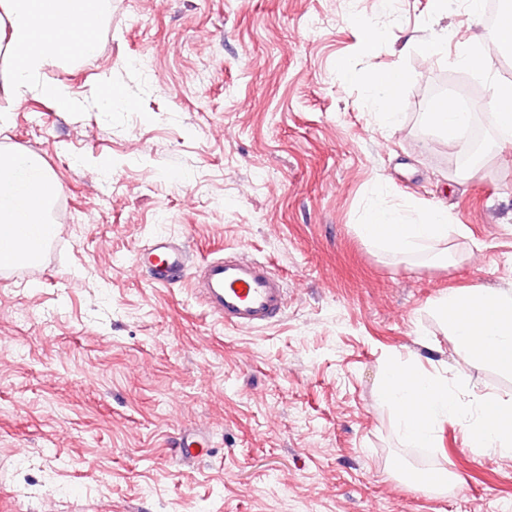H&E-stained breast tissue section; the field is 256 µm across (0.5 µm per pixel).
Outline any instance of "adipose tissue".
Wrapping results in <instances>:
<instances>
[{
	"label": "adipose tissue",
	"mask_w": 512,
	"mask_h": 512,
	"mask_svg": "<svg viewBox=\"0 0 512 512\" xmlns=\"http://www.w3.org/2000/svg\"><path fill=\"white\" fill-rule=\"evenodd\" d=\"M108 0H0V123L8 124L31 93L60 112L76 110L66 84L46 80L49 68L94 55L96 31ZM406 75L397 69L373 71L368 99L388 125L401 120ZM60 186L43 159L32 152L0 150V267L36 262L55 233L51 211ZM361 236L399 254L415 253L448 237V211L427 209L419 221L377 204L368 211ZM433 308L450 327L457 345L473 359L512 371V291L476 287L438 298ZM380 398L393 409L404 439L414 448L431 447L438 428L459 423L469 447L512 455V398L463 403L447 376L410 364H389Z\"/></svg>",
	"instance_id": "adipose-tissue-1"
}]
</instances>
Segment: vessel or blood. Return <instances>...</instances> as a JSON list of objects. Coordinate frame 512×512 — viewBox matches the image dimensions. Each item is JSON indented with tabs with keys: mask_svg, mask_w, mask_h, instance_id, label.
I'll list each match as a JSON object with an SVG mask.
<instances>
[{
	"mask_svg": "<svg viewBox=\"0 0 512 512\" xmlns=\"http://www.w3.org/2000/svg\"><path fill=\"white\" fill-rule=\"evenodd\" d=\"M136 262L146 267L158 286L190 279L208 312L231 327L254 330L269 326L287 307L283 281L268 265L245 254H225L197 266L185 245L157 236L140 250ZM207 454L204 443L183 437L169 458L185 463Z\"/></svg>",
	"mask_w": 512,
	"mask_h": 512,
	"instance_id": "1",
	"label": "vessel or blood"
}]
</instances>
